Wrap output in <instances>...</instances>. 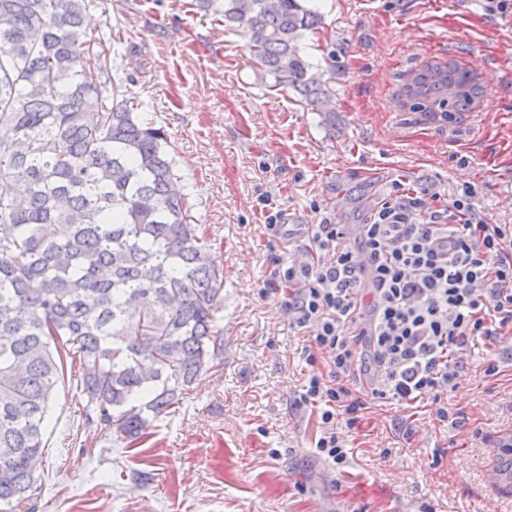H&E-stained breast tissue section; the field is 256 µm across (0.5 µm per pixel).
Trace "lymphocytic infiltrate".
Wrapping results in <instances>:
<instances>
[{
  "mask_svg": "<svg viewBox=\"0 0 512 512\" xmlns=\"http://www.w3.org/2000/svg\"><path fill=\"white\" fill-rule=\"evenodd\" d=\"M464 187L444 209L389 196L364 223L321 217L300 258L272 272L289 323L308 337L297 400L315 409L316 458L349 461L339 424L354 428L376 404H435L456 389L470 340L512 331V226L485 223Z\"/></svg>",
  "mask_w": 512,
  "mask_h": 512,
  "instance_id": "lymphocytic-infiltrate-1",
  "label": "lymphocytic infiltrate"
}]
</instances>
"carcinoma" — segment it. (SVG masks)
I'll list each match as a JSON object with an SVG mask.
<instances>
[{
	"label": "carcinoma",
	"instance_id": "cac0c4a2",
	"mask_svg": "<svg viewBox=\"0 0 512 512\" xmlns=\"http://www.w3.org/2000/svg\"><path fill=\"white\" fill-rule=\"evenodd\" d=\"M241 30L271 88L310 106L330 91L298 42L302 0H197ZM89 0H0V512H37L50 402L65 376L82 422L141 443L203 372L224 370V269L169 155L164 127L128 105ZM442 77L438 105L421 98ZM485 86L426 63L403 106L451 121Z\"/></svg>",
	"mask_w": 512,
	"mask_h": 512
}]
</instances>
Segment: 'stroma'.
I'll return each instance as SVG.
<instances>
[{
    "label": "stroma",
    "mask_w": 512,
    "mask_h": 512,
    "mask_svg": "<svg viewBox=\"0 0 512 512\" xmlns=\"http://www.w3.org/2000/svg\"><path fill=\"white\" fill-rule=\"evenodd\" d=\"M321 26L300 47L331 89L333 118L262 78L241 32L196 0H93L142 119L163 125L192 211L224 268V369L198 378L140 448L109 446L59 386L46 434L39 512H512L484 480L512 429V334L475 341L449 411L372 408L343 469L312 450L317 416L296 400L306 338L269 273L303 237L269 249L262 201L291 224L367 217L395 187L441 201L462 187L488 224L512 225V15L483 0H306ZM489 57L479 107L462 121L400 109L407 74L430 60ZM495 364L498 372L488 375ZM415 434L405 438V427ZM280 457L273 458L269 449ZM149 473L141 483L134 472Z\"/></svg>",
    "instance_id": "obj_1"
}]
</instances>
